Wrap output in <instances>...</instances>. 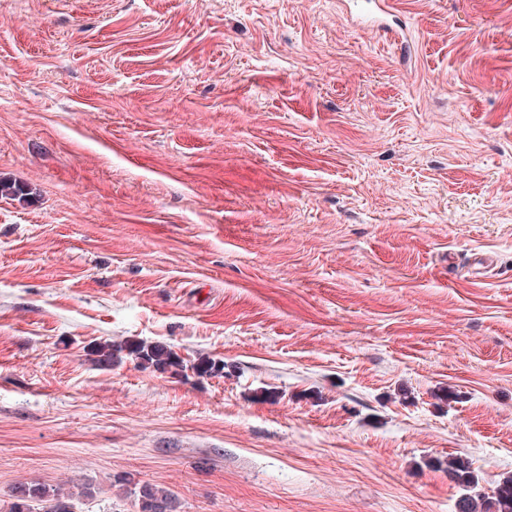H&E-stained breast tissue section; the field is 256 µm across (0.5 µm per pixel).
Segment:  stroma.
Instances as JSON below:
<instances>
[{
    "label": "stroma",
    "mask_w": 512,
    "mask_h": 512,
    "mask_svg": "<svg viewBox=\"0 0 512 512\" xmlns=\"http://www.w3.org/2000/svg\"><path fill=\"white\" fill-rule=\"evenodd\" d=\"M0 0V512H457L512 476V0ZM169 344L220 376L87 357ZM448 475L466 491L458 501L459 512H512V477L504 478L494 495L485 497L475 491L478 478L467 459L458 456L449 458ZM86 492H65L60 487L54 490L38 482H23L13 487L9 512H34L33 502H41L43 512H74L75 496ZM133 493L137 497L138 512H181L178 498L166 488L135 483Z\"/></svg>",
    "instance_id": "35a3bbf8"
}]
</instances>
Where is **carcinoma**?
<instances>
[{
	"label": "carcinoma",
	"instance_id": "1",
	"mask_svg": "<svg viewBox=\"0 0 512 512\" xmlns=\"http://www.w3.org/2000/svg\"><path fill=\"white\" fill-rule=\"evenodd\" d=\"M89 361L96 367L109 368L129 358L144 367H153L173 376L192 370L199 376L224 373V362L200 357L187 364L171 346L161 342L126 340L120 343L100 342L88 351ZM448 475L464 494L458 501V512H512V477L504 478L494 495L476 492L478 478L471 463L462 457L448 459ZM138 512H178V498L169 490L150 483L134 487ZM9 512H34L32 503H42V512H75V493L60 488L51 490L38 482H23L13 487Z\"/></svg>",
	"mask_w": 512,
	"mask_h": 512
}]
</instances>
